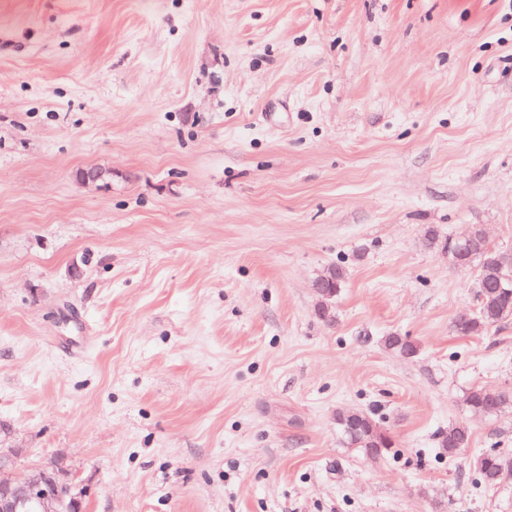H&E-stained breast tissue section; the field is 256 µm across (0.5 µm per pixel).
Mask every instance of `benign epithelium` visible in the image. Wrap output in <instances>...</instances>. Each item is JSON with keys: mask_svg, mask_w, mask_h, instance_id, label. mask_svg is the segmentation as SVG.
I'll list each match as a JSON object with an SVG mask.
<instances>
[{"mask_svg": "<svg viewBox=\"0 0 512 512\" xmlns=\"http://www.w3.org/2000/svg\"><path fill=\"white\" fill-rule=\"evenodd\" d=\"M23 449L0 450V512H82L87 488L79 486L63 462L39 465L30 477L12 481L1 477L21 457Z\"/></svg>", "mask_w": 512, "mask_h": 512, "instance_id": "1", "label": "benign epithelium"}]
</instances>
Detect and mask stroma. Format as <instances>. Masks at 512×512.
<instances>
[{
    "instance_id": "35a3bbf8",
    "label": "stroma",
    "mask_w": 512,
    "mask_h": 512,
    "mask_svg": "<svg viewBox=\"0 0 512 512\" xmlns=\"http://www.w3.org/2000/svg\"><path fill=\"white\" fill-rule=\"evenodd\" d=\"M470 224L512 253V0H0L14 477L61 459L86 512H512L472 468L512 457V410L463 402L512 389V319L454 332ZM345 278L346 272L341 266L331 265L327 267L324 270V273L317 279L319 284V288L317 289V297L319 302L316 308V312L320 318L325 320L331 319L332 311L329 305L334 298L331 293L333 289H335L337 296L339 288H342ZM465 404L475 412L487 416L498 415L503 410L512 407V390L504 389L490 394L481 387H473L465 397ZM336 426L346 448L370 457L388 452L392 442L378 422L368 413L345 408L336 413ZM470 440V431L466 425L459 424L448 428L441 434L440 448L443 455L453 458L460 448H465Z\"/></svg>"
}]
</instances>
